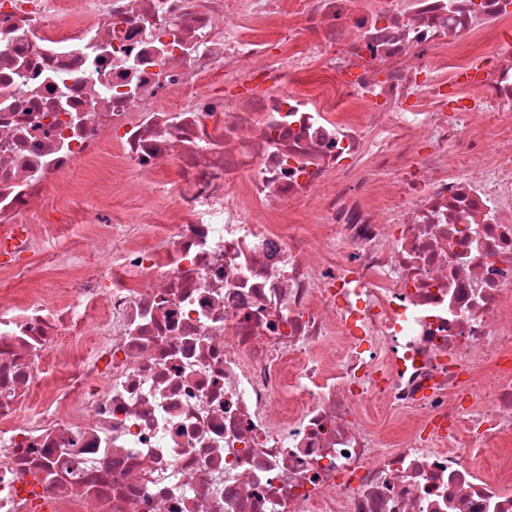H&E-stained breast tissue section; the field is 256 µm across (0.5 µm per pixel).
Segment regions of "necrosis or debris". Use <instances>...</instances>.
<instances>
[{
	"instance_id": "necrosis-or-debris-1",
	"label": "necrosis or debris",
	"mask_w": 512,
	"mask_h": 512,
	"mask_svg": "<svg viewBox=\"0 0 512 512\" xmlns=\"http://www.w3.org/2000/svg\"><path fill=\"white\" fill-rule=\"evenodd\" d=\"M510 471L512 0H0V512Z\"/></svg>"
}]
</instances>
